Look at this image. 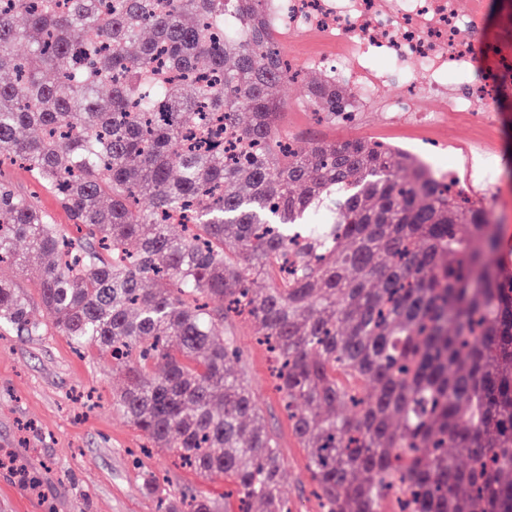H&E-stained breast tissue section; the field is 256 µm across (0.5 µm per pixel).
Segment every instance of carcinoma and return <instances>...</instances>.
Masks as SVG:
<instances>
[{
	"mask_svg": "<svg viewBox=\"0 0 512 512\" xmlns=\"http://www.w3.org/2000/svg\"><path fill=\"white\" fill-rule=\"evenodd\" d=\"M272 9L0 10V156L80 233L1 182L0 266L43 260L49 324L127 378L112 409L151 447L235 490L220 504L144 470L157 512H292L277 434L224 328L232 314L261 327L316 512H512V272L497 232L408 150L285 144L272 90L294 77ZM350 95L327 74L303 86L332 125L353 119ZM257 277L269 280L261 292ZM45 327L0 278V328Z\"/></svg>",
	"mask_w": 512,
	"mask_h": 512,
	"instance_id": "obj_1",
	"label": "carcinoma"
}]
</instances>
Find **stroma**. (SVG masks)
<instances>
[{
	"instance_id": "stroma-1",
	"label": "stroma",
	"mask_w": 512,
	"mask_h": 512,
	"mask_svg": "<svg viewBox=\"0 0 512 512\" xmlns=\"http://www.w3.org/2000/svg\"><path fill=\"white\" fill-rule=\"evenodd\" d=\"M478 28L486 45L512 56V0H486ZM317 73V67L303 68L301 82L273 91L287 107L285 125L296 148L323 136L372 137L422 155L433 170L458 171L512 250V102L500 98L460 113L434 111L427 100L423 107L431 115L425 120L409 112L370 111L331 126L317 123L302 96V81ZM0 179L69 228V212L26 170L4 164ZM233 329L264 421L280 433L282 493L293 512H315L303 451L271 386L270 360L256 343L259 329L250 322L235 323ZM125 384L110 357L94 350L76 355L55 330L0 337V458H14L37 485L26 489L9 469L0 468V512H156L155 500L140 489L143 466L174 483L223 496V480L180 469L174 453L156 449L141 455L144 438L112 409L113 392Z\"/></svg>"
}]
</instances>
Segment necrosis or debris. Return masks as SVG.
<instances>
[{"mask_svg":"<svg viewBox=\"0 0 512 512\" xmlns=\"http://www.w3.org/2000/svg\"><path fill=\"white\" fill-rule=\"evenodd\" d=\"M484 0H277L279 38L320 36L314 65L348 84L357 109L419 111L429 98L445 112H471L493 91L472 73L487 54L477 19ZM403 82L382 97L390 73Z\"/></svg>","mask_w":512,"mask_h":512,"instance_id":"obj_1","label":"necrosis or debris"}]
</instances>
